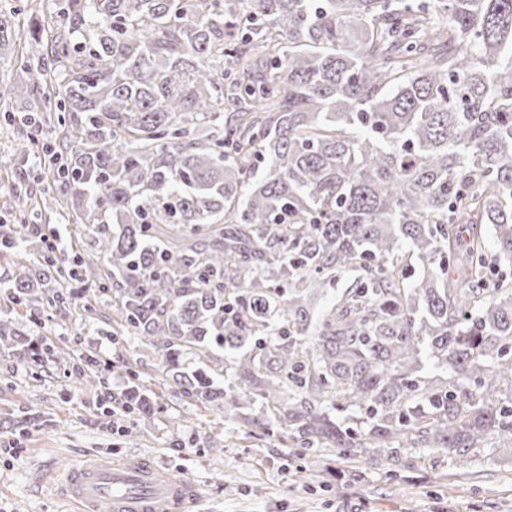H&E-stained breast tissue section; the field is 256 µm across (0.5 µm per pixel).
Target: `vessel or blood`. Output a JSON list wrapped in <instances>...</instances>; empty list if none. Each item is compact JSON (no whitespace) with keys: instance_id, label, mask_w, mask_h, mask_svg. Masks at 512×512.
Returning a JSON list of instances; mask_svg holds the SVG:
<instances>
[{"instance_id":"b4317fda","label":"vessel or blood","mask_w":512,"mask_h":512,"mask_svg":"<svg viewBox=\"0 0 512 512\" xmlns=\"http://www.w3.org/2000/svg\"><path fill=\"white\" fill-rule=\"evenodd\" d=\"M51 487L78 512H189L200 497L196 485L138 456L72 466Z\"/></svg>"}]
</instances>
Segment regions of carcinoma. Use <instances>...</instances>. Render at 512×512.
I'll list each match as a JSON object with an SVG mask.
<instances>
[{
	"mask_svg": "<svg viewBox=\"0 0 512 512\" xmlns=\"http://www.w3.org/2000/svg\"><path fill=\"white\" fill-rule=\"evenodd\" d=\"M61 10L19 66L26 111L59 112L36 205L92 241L36 263L29 228L0 224V350L60 356L10 308H61L66 282L112 303V340L153 349L184 401L234 409L212 451L251 427L394 473L512 449V0ZM73 374L102 384L97 353ZM130 374L114 407L156 412Z\"/></svg>",
	"mask_w": 512,
	"mask_h": 512,
	"instance_id": "obj_1",
	"label": "carcinoma"
}]
</instances>
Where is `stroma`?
<instances>
[{"label": "stroma", "instance_id": "obj_1", "mask_svg": "<svg viewBox=\"0 0 512 512\" xmlns=\"http://www.w3.org/2000/svg\"><path fill=\"white\" fill-rule=\"evenodd\" d=\"M16 58L0 57V221L40 223L34 212L20 214L16 195L46 188L39 160L10 161L14 140L26 134L47 139L55 113L39 123L21 124L11 114L24 107L28 86L16 73ZM29 338L68 349L73 341L94 348L113 361L114 380L125 383L127 364L149 359L139 341L113 345L108 337L110 305L97 312L82 303L64 309L19 312ZM153 415L130 417L125 431H114L102 418L97 393L75 383L68 364L48 372L12 356H0V512H70L48 487V468L62 469L101 456L122 460L148 456L200 489L192 512H512V458L498 450L483 455L457 476L448 460L427 455L394 476L382 464L350 466L336 454L316 452L307 461L297 449L276 439H256L239 432L224 452L212 453L208 442L224 429L223 419L201 413L181 422L174 393L161 399ZM33 414L21 429L2 426L10 412Z\"/></svg>", "mask_w": 512, "mask_h": 512}]
</instances>
